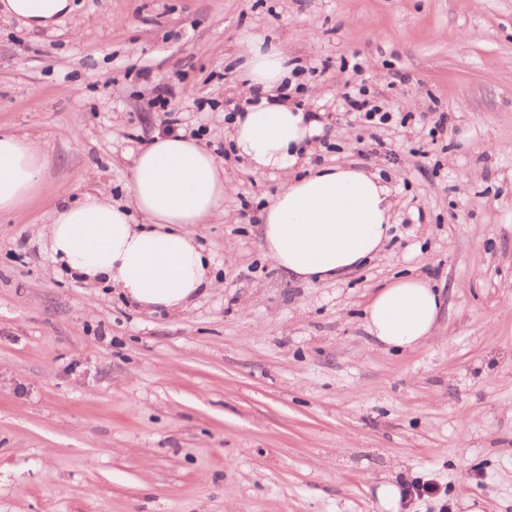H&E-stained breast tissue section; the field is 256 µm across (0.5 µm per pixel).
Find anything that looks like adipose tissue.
<instances>
[{
  "instance_id": "ef3b65f1",
  "label": "adipose tissue",
  "mask_w": 512,
  "mask_h": 512,
  "mask_svg": "<svg viewBox=\"0 0 512 512\" xmlns=\"http://www.w3.org/2000/svg\"><path fill=\"white\" fill-rule=\"evenodd\" d=\"M70 10L69 0H0L1 13L32 29L54 27ZM244 45L251 102L231 122L232 150L253 172L287 175L260 212L265 254L296 279L339 280L382 250L395 206L390 189L354 163L304 170L302 148L320 124L284 94L288 56L258 34ZM47 164L38 139L0 134V213L47 191ZM225 190L214 154L183 134L158 133L134 161L130 205L112 202L103 186L59 198L42 235L58 273L120 288L145 311L181 312L217 286L193 228L223 215ZM440 306L426 281L401 277L373 296L366 330L383 345L413 349L433 336Z\"/></svg>"
}]
</instances>
